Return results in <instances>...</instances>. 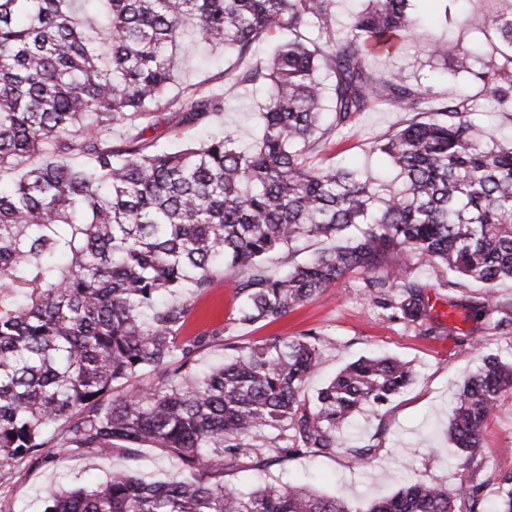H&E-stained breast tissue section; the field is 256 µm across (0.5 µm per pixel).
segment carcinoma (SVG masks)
Here are the masks:
<instances>
[{"label":"carcinoma","mask_w":512,"mask_h":512,"mask_svg":"<svg viewBox=\"0 0 512 512\" xmlns=\"http://www.w3.org/2000/svg\"><path fill=\"white\" fill-rule=\"evenodd\" d=\"M411 2L365 0L338 31L335 0H0V174L17 173L0 187V472L55 448L129 462L95 485L47 488L43 512H354L290 481L244 490L225 476L244 459L263 471L336 452L354 413L410 383L408 364L362 357L306 398L332 344L321 333L231 346L200 373L199 353L224 330L182 331L221 272L241 274V325L283 318L355 274L375 306L429 335L447 326L409 258L480 285L481 301L448 300L470 317L512 281V140L470 118L487 101L512 112V0L481 31L482 52L428 50L481 86L453 99L370 68L414 34ZM275 31L288 40L266 66L181 85L186 35L239 63ZM226 87L265 92L253 146L226 130L177 149L144 138L140 125L162 112L175 129L206 124ZM376 100L410 114L374 141L395 179L316 164ZM301 239L329 246L268 275L265 260ZM507 393L512 362L495 356L464 380L448 423L457 468ZM143 448L174 473L146 480ZM484 487L476 471L453 488L416 478L365 512H482ZM494 512H512V472Z\"/></svg>","instance_id":"1"}]
</instances>
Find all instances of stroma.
<instances>
[{
    "label": "stroma",
    "mask_w": 512,
    "mask_h": 512,
    "mask_svg": "<svg viewBox=\"0 0 512 512\" xmlns=\"http://www.w3.org/2000/svg\"><path fill=\"white\" fill-rule=\"evenodd\" d=\"M496 8L495 0H417L415 14L423 21L417 39L399 54L377 56L372 65L433 85L442 98L475 94L479 87L467 75L453 76L430 65L424 46L448 38L473 47L476 29L489 24ZM261 99L258 93L232 90L225 96L223 112L212 116L208 126L187 127L176 134L160 113L145 122L144 136L177 146L198 141L213 127L233 131L248 143L257 135L256 107ZM406 119V113L376 104L352 129L336 136L334 145L325 151V161L339 166L364 165L372 172L383 169V158L371 151L373 142L400 128ZM412 273L430 284L429 296L440 311L446 310L448 300H476L484 294L483 288L471 282H461L454 289L444 287L441 272L417 263ZM238 302L236 279L230 275L215 277L212 288L195 298L184 335L218 328L224 331L223 340L203 349L202 363L222 361L232 344L259 345L272 336H300L313 330L334 338L336 345L324 349L319 371L302 388L305 395H313L346 364L372 353L401 358L414 373L412 382L387 404L355 415L349 438L335 454L291 458L271 467L269 476L306 480L321 494L347 498L358 512H366L374 500L396 492L407 476L451 486L465 480V472L456 469L446 450L450 400L464 376L476 371L486 355L512 359V337L490 329L486 320L465 318L460 310L449 320L454 327L452 335H423L418 325L388 318L350 281L265 326L237 327L233 318ZM358 448L366 449L365 457L355 456ZM474 461L481 468V478L490 481L498 473L512 471V395L505 397L490 417ZM123 464L118 455L82 456L55 450L49 461L21 466L0 484V512H41L46 488H69L89 478L101 482Z\"/></svg>",
    "instance_id": "1"
}]
</instances>
